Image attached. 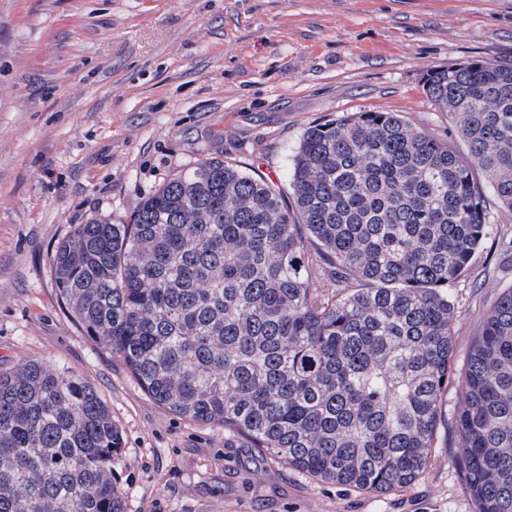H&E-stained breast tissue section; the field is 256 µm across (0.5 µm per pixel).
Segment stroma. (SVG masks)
<instances>
[{"mask_svg": "<svg viewBox=\"0 0 512 512\" xmlns=\"http://www.w3.org/2000/svg\"><path fill=\"white\" fill-rule=\"evenodd\" d=\"M512 65V0H0V370L35 359L90 383L122 435L125 512H474L456 461L460 372L512 287V211L449 285L455 378L429 468L389 493L260 456L154 402L63 303L52 251L75 225L129 222L166 179L218 157L285 180L304 131L400 113L464 144L428 70Z\"/></svg>", "mask_w": 512, "mask_h": 512, "instance_id": "stroma-1", "label": "stroma"}]
</instances>
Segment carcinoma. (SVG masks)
<instances>
[{"mask_svg":"<svg viewBox=\"0 0 512 512\" xmlns=\"http://www.w3.org/2000/svg\"><path fill=\"white\" fill-rule=\"evenodd\" d=\"M425 85L467 154L396 112L367 111L309 127L286 191L202 161L131 223L96 217L63 238L62 299L169 411L324 482L411 484L453 376L448 285L487 235L486 190L512 211V66L437 67ZM461 383L458 466L475 512H512V287ZM121 444L78 376L36 360L0 372V512H124Z\"/></svg>","mask_w":512,"mask_h":512,"instance_id":"cac0c4a2","label":"carcinoma"}]
</instances>
